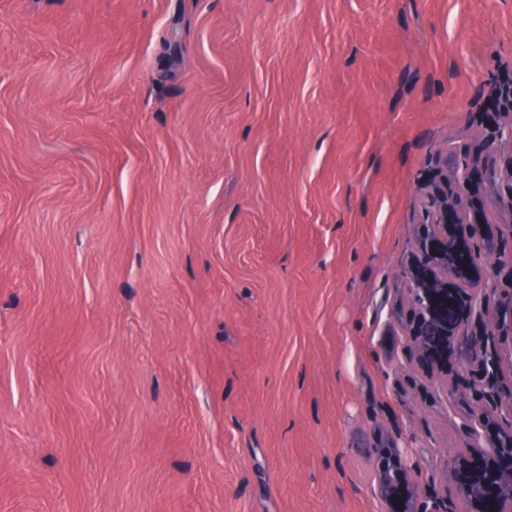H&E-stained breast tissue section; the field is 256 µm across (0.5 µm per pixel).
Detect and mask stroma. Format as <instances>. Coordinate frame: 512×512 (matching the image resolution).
<instances>
[{"instance_id": "obj_1", "label": "stroma", "mask_w": 512, "mask_h": 512, "mask_svg": "<svg viewBox=\"0 0 512 512\" xmlns=\"http://www.w3.org/2000/svg\"><path fill=\"white\" fill-rule=\"evenodd\" d=\"M512 0H0V512H380L463 407L388 300L494 142Z\"/></svg>"}]
</instances>
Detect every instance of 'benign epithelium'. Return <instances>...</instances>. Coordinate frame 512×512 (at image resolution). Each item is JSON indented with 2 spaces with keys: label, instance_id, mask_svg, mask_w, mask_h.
Listing matches in <instances>:
<instances>
[{
  "label": "benign epithelium",
  "instance_id": "benign-epithelium-1",
  "mask_svg": "<svg viewBox=\"0 0 512 512\" xmlns=\"http://www.w3.org/2000/svg\"><path fill=\"white\" fill-rule=\"evenodd\" d=\"M497 146L483 157L464 158L450 180L436 185L422 204L427 231L397 291L414 311L404 326L416 360L448 374V357L478 375L468 389L444 386L445 400L468 399L457 424L459 446L441 451L443 467L420 493L422 467L411 443L392 435L376 446L370 491L382 512H512V113H500ZM480 171L494 219L472 222L462 191ZM508 342V349L501 344ZM454 498H448V491Z\"/></svg>",
  "mask_w": 512,
  "mask_h": 512
}]
</instances>
